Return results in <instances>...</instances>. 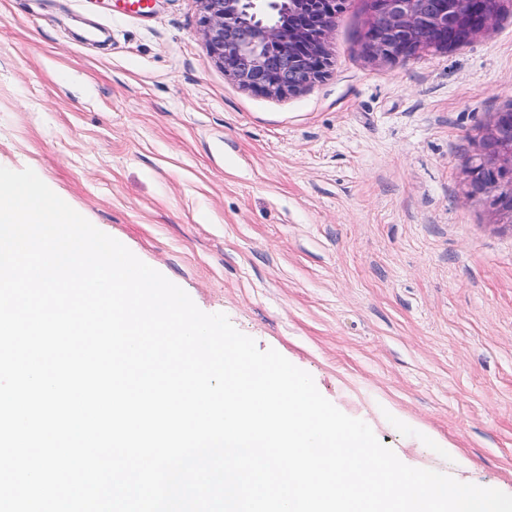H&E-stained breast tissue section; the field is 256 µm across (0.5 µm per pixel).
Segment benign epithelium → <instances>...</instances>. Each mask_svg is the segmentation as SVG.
<instances>
[{
  "label": "benign epithelium",
  "instance_id": "benign-epithelium-1",
  "mask_svg": "<svg viewBox=\"0 0 512 512\" xmlns=\"http://www.w3.org/2000/svg\"><path fill=\"white\" fill-rule=\"evenodd\" d=\"M200 27L210 56L240 88L271 98L297 95L333 66L328 37L346 0H199ZM375 0L364 35L373 61L393 62L424 50L466 44L501 12L504 0ZM472 193L491 197L512 215V110L497 113L483 134V152L471 170Z\"/></svg>",
  "mask_w": 512,
  "mask_h": 512
}]
</instances>
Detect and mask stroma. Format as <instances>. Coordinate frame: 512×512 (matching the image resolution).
<instances>
[{"label": "stroma", "instance_id": "obj_1", "mask_svg": "<svg viewBox=\"0 0 512 512\" xmlns=\"http://www.w3.org/2000/svg\"><path fill=\"white\" fill-rule=\"evenodd\" d=\"M0 0V167L308 372L406 465L512 494V219L471 195L512 107V0L391 63L347 0L329 75L238 87L197 0Z\"/></svg>", "mask_w": 512, "mask_h": 512}]
</instances>
